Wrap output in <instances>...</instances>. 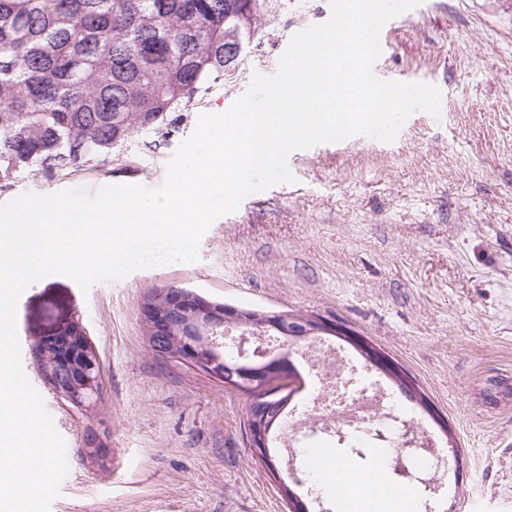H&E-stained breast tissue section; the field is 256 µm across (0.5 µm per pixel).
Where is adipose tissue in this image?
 <instances>
[{
	"label": "adipose tissue",
	"mask_w": 512,
	"mask_h": 512,
	"mask_svg": "<svg viewBox=\"0 0 512 512\" xmlns=\"http://www.w3.org/2000/svg\"><path fill=\"white\" fill-rule=\"evenodd\" d=\"M308 468L312 484L334 497L342 512H412L409 498L386 486L378 471L346 470L320 450L311 454Z\"/></svg>",
	"instance_id": "adipose-tissue-1"
}]
</instances>
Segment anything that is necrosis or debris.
Here are the masks:
<instances>
[{
  "mask_svg": "<svg viewBox=\"0 0 512 512\" xmlns=\"http://www.w3.org/2000/svg\"><path fill=\"white\" fill-rule=\"evenodd\" d=\"M299 363L310 374L316 390L287 419L285 452L290 468H299L300 443L313 436L327 441L381 436L386 453L397 458L411 446L408 459L417 483L427 485L446 474L448 458L412 414L398 405L385 383L366 372L344 349L313 340L297 350Z\"/></svg>",
  "mask_w": 512,
  "mask_h": 512,
  "instance_id": "necrosis-or-debris-1",
  "label": "necrosis or debris"
}]
</instances>
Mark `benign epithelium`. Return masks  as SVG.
I'll return each instance as SVG.
<instances>
[{
  "instance_id": "benign-epithelium-1",
  "label": "benign epithelium",
  "mask_w": 512,
  "mask_h": 512,
  "mask_svg": "<svg viewBox=\"0 0 512 512\" xmlns=\"http://www.w3.org/2000/svg\"><path fill=\"white\" fill-rule=\"evenodd\" d=\"M139 316L155 354L175 357L228 386L263 393L260 397L263 405L251 419L248 431L256 458L268 462L272 461L269 448L272 415L280 409L281 396L290 390L289 368L268 346L248 349L250 336L238 337L235 344L238 357L224 360L220 353L226 346L224 329L254 324L255 331L263 333L259 340L265 343L278 336L286 342L334 337L362 352L366 362L376 370L398 371L385 353L333 319L318 315L299 318L284 312L264 311L249 317L237 306L210 301L179 285L167 284L155 289L154 297L141 301ZM34 355L56 394L87 410L96 405L100 393L99 358L79 321L64 322L41 337L34 347ZM85 444L89 457L100 462L107 459L109 448L98 435H88Z\"/></svg>"
}]
</instances>
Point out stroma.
I'll list each match as a JSON object with an SVG mask.
<instances>
[{"label":"stroma","mask_w":512,"mask_h":512,"mask_svg":"<svg viewBox=\"0 0 512 512\" xmlns=\"http://www.w3.org/2000/svg\"><path fill=\"white\" fill-rule=\"evenodd\" d=\"M329 0H283L275 40L248 56L205 112L230 109L278 44L327 22ZM393 81L441 96L395 140L352 136L289 153L293 182L244 197L216 219L192 263L132 271L82 290L51 275L16 307L25 375L65 442L68 471L51 512H289L244 429L248 394L156 355L138 308L175 283L252 309L320 314L367 336L397 361L448 422L462 479L442 495L386 465L380 447L356 464L411 492L414 512H512V0H421L388 22ZM190 113L166 144L131 137L97 167L0 185V205L26 192L166 178L196 129ZM82 322L102 369L94 409L57 395L30 349L59 323ZM106 442L90 459L85 438Z\"/></svg>","instance_id":"obj_1"}]
</instances>
